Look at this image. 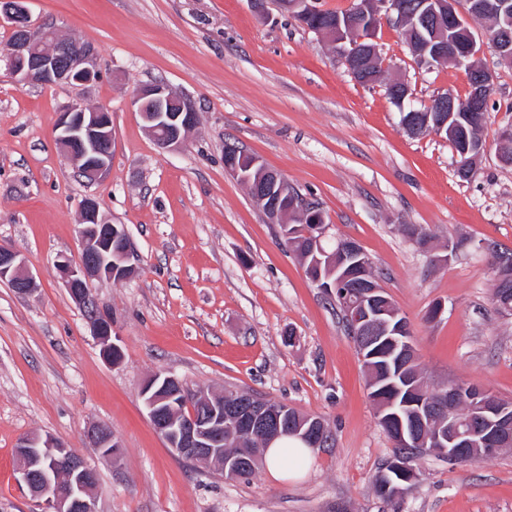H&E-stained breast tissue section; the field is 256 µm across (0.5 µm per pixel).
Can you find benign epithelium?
<instances>
[{
	"label": "benign epithelium",
	"instance_id": "1",
	"mask_svg": "<svg viewBox=\"0 0 512 512\" xmlns=\"http://www.w3.org/2000/svg\"><path fill=\"white\" fill-rule=\"evenodd\" d=\"M30 0H0V26L11 32L6 50L0 53V64L20 85L86 84L98 75L94 47L88 43H73L58 29L46 22L32 19ZM458 0H424L425 15L434 24L431 55L423 57L424 65L440 66L449 61L463 66L471 83L469 103L459 105L454 97L441 95L418 113L401 120L403 128L412 136L424 132L442 136L448 132V122L456 112H477L487 101L486 91L493 85V76L480 64L483 45L471 33L467 17L482 15L501 25L494 42L499 57L512 61V0H466L467 15H461ZM283 8L296 11L304 18L320 14V0H291ZM372 17L379 24L386 18L399 27H406L400 0H359L351 3L348 18L338 26L336 44L342 56L366 54L352 40L351 30L361 17ZM463 29L466 39L459 45L440 35V24ZM131 104L139 112L146 130L157 148L175 151L182 148L188 134L195 128L197 112L190 99L175 92L165 83L143 86L135 91ZM57 140L66 160L80 176L97 183L108 174L112 165V114L103 106H87L78 102L68 105L61 113L56 128ZM225 172L243 182L256 201L265 205L271 223L279 224L288 214V194L292 186L279 172L267 167L255 155L242 152L224 163ZM80 252L73 258L64 257L54 264V271L68 289L73 300L85 313L93 335L102 343L103 356L110 360L117 356L118 347L112 342V319L101 311L91 293L94 280H113L119 274L128 277L131 244L120 224L108 221L101 212V202L89 195L78 202ZM345 251L351 260L343 272L339 267L323 264L321 249H311L308 268L317 272L313 283L336 299L344 310L355 334L364 340V348L373 341L386 338L396 354L394 378L403 387L415 392V379L405 372L404 359L414 353L405 320L391 310L390 299L373 278L362 274L358 300L351 301L333 287L349 279V273L360 267L364 252L352 240L345 242ZM0 280L12 284L20 293L34 287L33 277L19 254L0 244ZM196 406L182 412L186 398ZM141 398L150 421L172 452L181 459L212 464L224 471L227 479L239 477L242 463L255 458L249 448L228 453L221 446L224 431L257 434L263 447L281 435L288 426V406L254 395L230 394L217 396L205 388L189 389L186 384L167 374H156L141 390ZM479 402L482 415L478 423L463 426L452 415L453 408L464 402ZM397 420L394 440L399 448L419 450L427 445L431 451L448 457L466 456L479 449L485 455L499 451L494 441L512 429V406H500L493 394L485 389L461 384L448 385V399L435 404L430 400L413 403V409L388 415ZM298 430L307 447L324 444L322 421L307 416ZM94 447L112 458L117 457V444L104 425H94L87 431ZM19 481L28 488L31 497L46 506L47 512H98L96 471L82 458L74 455L62 442L51 436L26 435L18 441Z\"/></svg>",
	"mask_w": 512,
	"mask_h": 512
}]
</instances>
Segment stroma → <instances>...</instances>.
Segmentation results:
<instances>
[{
    "label": "stroma",
    "mask_w": 512,
    "mask_h": 512,
    "mask_svg": "<svg viewBox=\"0 0 512 512\" xmlns=\"http://www.w3.org/2000/svg\"><path fill=\"white\" fill-rule=\"evenodd\" d=\"M98 56L83 85L19 86L0 70V243L36 282H0V512H35L20 483L19 438L49 434L97 473L98 512H512V448L463 464L426 453L414 486L387 503L373 488L393 455L369 397L368 375L335 303L247 189L224 170L238 142L283 174L327 217L328 239L358 242L375 277L405 315L430 383H465L512 401V316L491 301L493 258L512 252V166L498 137L512 125V67L471 23L494 76L485 154L469 178L445 138L410 136L386 84L409 87L403 107L462 98L464 69L419 65L401 29L375 41L383 82L360 84L320 35L249 0H31ZM162 81L189 97L198 123L185 146L160 151L131 105ZM112 112V167L87 184L55 137L70 103ZM100 198L123 225L133 274L91 285L121 351L111 362L53 266L77 255L78 201ZM429 229L419 247L403 227ZM165 372L189 388L242 389L319 417L330 433L293 478L266 466L228 479L177 459L153 428L140 390ZM105 425L117 458L87 430Z\"/></svg>",
    "instance_id": "stroma-1"
}]
</instances>
